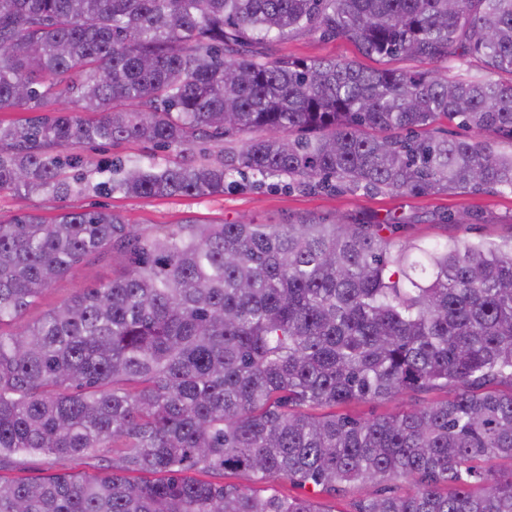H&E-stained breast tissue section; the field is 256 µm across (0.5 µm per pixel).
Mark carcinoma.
Here are the masks:
<instances>
[{"label":"carcinoma","instance_id":"1","mask_svg":"<svg viewBox=\"0 0 512 512\" xmlns=\"http://www.w3.org/2000/svg\"><path fill=\"white\" fill-rule=\"evenodd\" d=\"M315 32L416 66L267 52ZM15 108L32 115L0 122V190L58 201L82 191L76 145L232 136L241 150L121 166L99 189L220 195L246 168L309 193L512 191V0H0V111ZM389 228L145 232L75 207L1 223L0 512H326L259 488L280 482L387 485L355 512H512V240L397 245ZM92 255L122 274L19 324ZM102 448L98 473L6 476ZM446 393H414L407 391L400 395L376 402H367L355 405L352 410L354 413L365 418H374L383 415L395 413L402 408L420 405L434 398H444Z\"/></svg>","mask_w":512,"mask_h":512}]
</instances>
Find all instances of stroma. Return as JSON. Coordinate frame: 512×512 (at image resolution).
I'll return each instance as SVG.
<instances>
[{
  "instance_id": "stroma-1",
  "label": "stroma",
  "mask_w": 512,
  "mask_h": 512,
  "mask_svg": "<svg viewBox=\"0 0 512 512\" xmlns=\"http://www.w3.org/2000/svg\"><path fill=\"white\" fill-rule=\"evenodd\" d=\"M274 54L280 58L358 59L350 41L332 39L318 33L288 35L278 39ZM76 154L87 161L83 170V190L71 198L72 206L109 210L128 224L148 230L159 224H182L190 219L202 222L232 223L247 220L256 224H282L313 216L331 221L376 223L398 219L395 237L401 241L431 243L449 238L468 241L502 242L512 239V192L455 193L425 197L394 194L356 193L313 194L288 188L276 178L262 179L249 170L233 174L234 185L217 196H177L148 198L107 194L98 183L112 178V165H159L180 159L174 149H162L141 142L85 144ZM58 211V203L46 193L0 191V221L19 213H35L46 218ZM468 212L467 224H444L442 212ZM118 260L97 257L83 262L72 273L57 281L23 315L31 323L48 309L59 305L81 289L111 283L120 273Z\"/></svg>"
}]
</instances>
